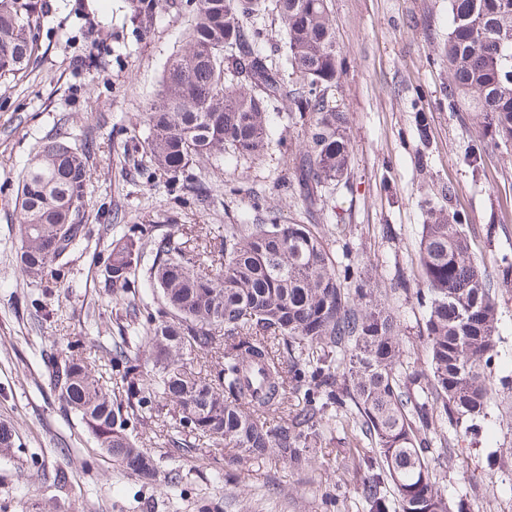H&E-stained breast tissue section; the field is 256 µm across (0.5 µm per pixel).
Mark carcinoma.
Returning a JSON list of instances; mask_svg holds the SVG:
<instances>
[{"label": "carcinoma", "instance_id": "carcinoma-1", "mask_svg": "<svg viewBox=\"0 0 512 512\" xmlns=\"http://www.w3.org/2000/svg\"><path fill=\"white\" fill-rule=\"evenodd\" d=\"M39 0H0V80L15 78L35 54ZM276 11L292 83L267 52L261 21ZM328 0H196L185 48L167 61L161 89L145 112L147 162L172 191L211 202L208 182L189 170L231 151L262 156L272 140L270 117L288 99V118L301 127L291 177L273 188L310 208L322 190L348 174L350 119L332 100L342 68ZM448 39L440 49L451 74L449 96L489 117L483 151L512 148V0H448ZM83 152L63 140L40 145L24 167L16 262L36 284L60 277L63 261L88 234L76 222L88 188ZM259 224H226L201 236L161 237L127 227L103 260L108 284L126 287L131 271L157 306L128 302L134 322L104 364L84 351L92 337L49 358L55 400L74 414L98 448L145 480H156L153 455L128 432L145 430L143 408L175 405L171 439L185 452L224 446L227 464L273 459L291 469L315 464L336 423L373 445L358 456L353 480L365 512H461L442 490L436 463L448 455L428 436L442 424L484 417L497 395L498 305L486 261L476 255L460 219L427 212L416 260L424 308L418 337L428 364L403 368V336L388 289L359 275H340L312 224L290 222L255 191ZM153 350L152 367L140 348ZM217 355L201 375L184 356ZM120 373L123 401L102 383ZM297 404L288 407V394ZM0 422V454L15 445Z\"/></svg>", "mask_w": 512, "mask_h": 512}]
</instances>
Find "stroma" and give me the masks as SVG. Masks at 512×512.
I'll list each match as a JSON object with an SVG mask.
<instances>
[{
	"label": "stroma",
	"instance_id": "obj_1",
	"mask_svg": "<svg viewBox=\"0 0 512 512\" xmlns=\"http://www.w3.org/2000/svg\"><path fill=\"white\" fill-rule=\"evenodd\" d=\"M330 19L344 61L336 99L350 117V173L312 222L339 265L390 288L400 315L405 367L425 366L417 336L424 310L416 292L415 252L429 207L462 217L478 255L491 266L498 301V357L506 388L468 435L472 478L459 473L457 430L439 428L450 456L441 474L449 498L465 512H512V153L468 157L487 121L448 95L450 75L439 57L448 36V0H330ZM194 0H159L148 22L132 0H42L37 50L26 72L0 81V421L17 441L0 456V512H199V500L219 512H363L352 486L337 474L353 466L369 443L354 444L336 429L314 468L293 471L268 461L224 479L222 449L170 451L166 432L140 435L159 477L178 474L161 494L96 448L78 420L47 401L51 375L44 356L85 336L101 360L121 343L125 307L140 295L138 276L125 288L105 283L100 259L124 225L150 224L161 234L191 227L250 224L252 188L268 187L267 204L299 217V199L273 191L286 170L300 129L280 118L278 144L258 160L226 154L194 172L215 190L204 208L176 202L166 176L137 153L149 135L143 114L157 94L164 65L184 48ZM428 136L420 138L418 113ZM63 139L85 152L87 196L79 214L89 243L73 252L63 278L30 284L14 261L20 222L21 173L38 145ZM404 291H394V284Z\"/></svg>",
	"mask_w": 512,
	"mask_h": 512
}]
</instances>
